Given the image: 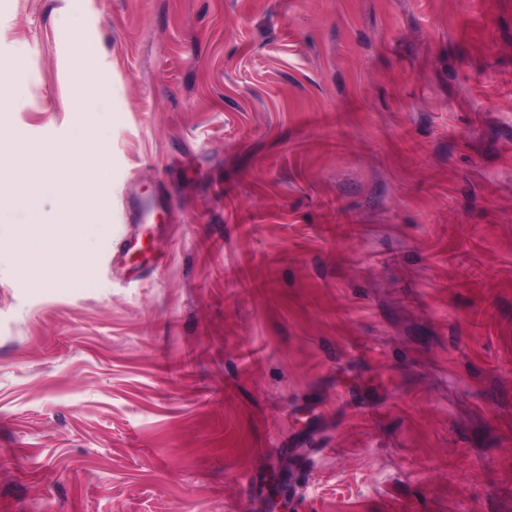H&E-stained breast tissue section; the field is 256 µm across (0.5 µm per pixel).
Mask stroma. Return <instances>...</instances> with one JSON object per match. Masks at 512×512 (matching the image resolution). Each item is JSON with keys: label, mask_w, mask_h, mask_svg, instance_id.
<instances>
[{"label": "stroma", "mask_w": 512, "mask_h": 512, "mask_svg": "<svg viewBox=\"0 0 512 512\" xmlns=\"http://www.w3.org/2000/svg\"><path fill=\"white\" fill-rule=\"evenodd\" d=\"M0 99L109 157L88 284L0 212V512H512V0H0ZM80 61L87 75V78L81 85H79L75 89L74 92L72 109L76 112L84 111L83 99L85 97L100 93L102 91V88L96 85L91 78V75L95 69L94 59H90L82 54L80 55Z\"/></svg>", "instance_id": "stroma-1"}]
</instances>
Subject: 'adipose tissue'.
<instances>
[{"mask_svg":"<svg viewBox=\"0 0 512 512\" xmlns=\"http://www.w3.org/2000/svg\"><path fill=\"white\" fill-rule=\"evenodd\" d=\"M71 156L77 162L71 168L70 178L60 181L61 161ZM107 170L106 150L83 151L80 140L76 139L42 153L36 166L24 167L21 180L13 189L0 186V208H23L28 215L24 236L39 243L38 249L25 248L17 253L18 268L31 286L73 277V268L62 262L60 256L78 245L85 225L103 223L105 214L95 199L106 182ZM50 189L59 197V209L55 223L47 224L43 221L41 204L45 191Z\"/></svg>","mask_w":512,"mask_h":512,"instance_id":"adipose-tissue-1","label":"adipose tissue"}]
</instances>
